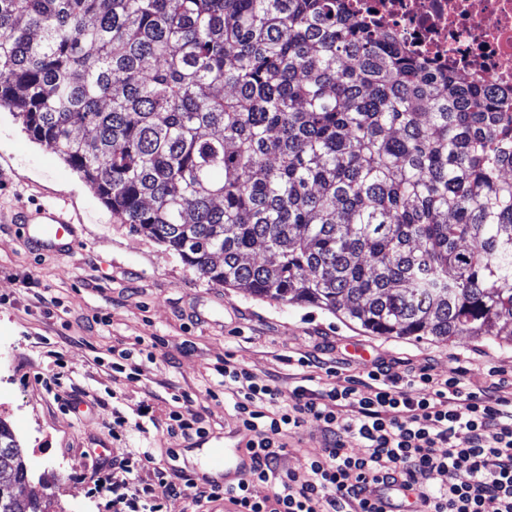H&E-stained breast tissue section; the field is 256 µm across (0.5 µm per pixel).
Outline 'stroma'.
Segmentation results:
<instances>
[{
  "mask_svg": "<svg viewBox=\"0 0 512 512\" xmlns=\"http://www.w3.org/2000/svg\"><path fill=\"white\" fill-rule=\"evenodd\" d=\"M65 203L76 247L33 250L15 222L19 210ZM0 344L14 353L0 364V419L24 450L28 479L17 495L41 493L40 512H101L80 478L101 441L112 448L113 483L127 477L121 461L150 451L157 463L193 472L217 448L245 447L242 428L217 372L225 356L255 382L278 376L282 390L299 385L298 359L319 353L311 369L322 386L359 375L378 360L427 366L434 378L463 376L479 392L512 371V341L460 336L447 342L375 336L312 306H291L199 278L165 246L114 217L81 174L32 140L11 112L0 111ZM131 352L137 374L113 372L115 351ZM76 382L86 408L74 412L58 386ZM132 425L113 439L112 413ZM199 417L203 437L166 432L170 411ZM149 413L147 431L135 420ZM281 472L301 471L322 446L318 426L285 436Z\"/></svg>",
  "mask_w": 512,
  "mask_h": 512,
  "instance_id": "obj_1",
  "label": "stroma"
}]
</instances>
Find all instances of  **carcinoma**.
Returning <instances> with one entry per match:
<instances>
[{
    "label": "carcinoma",
    "instance_id": "1",
    "mask_svg": "<svg viewBox=\"0 0 512 512\" xmlns=\"http://www.w3.org/2000/svg\"><path fill=\"white\" fill-rule=\"evenodd\" d=\"M2 108L202 279L512 340V112L343 0H0ZM2 472L28 475L0 420Z\"/></svg>",
    "mask_w": 512,
    "mask_h": 512
}]
</instances>
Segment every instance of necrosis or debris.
<instances>
[{
  "instance_id": "1",
  "label": "necrosis or debris",
  "mask_w": 512,
  "mask_h": 512,
  "mask_svg": "<svg viewBox=\"0 0 512 512\" xmlns=\"http://www.w3.org/2000/svg\"><path fill=\"white\" fill-rule=\"evenodd\" d=\"M378 35L512 105V0H349Z\"/></svg>"
}]
</instances>
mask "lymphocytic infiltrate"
<instances>
[{"label":"lymphocytic infiltrate","instance_id":"f902f5d3","mask_svg":"<svg viewBox=\"0 0 512 512\" xmlns=\"http://www.w3.org/2000/svg\"><path fill=\"white\" fill-rule=\"evenodd\" d=\"M254 466L233 493L236 512H404L406 493L417 490L422 512H512V398L500 385L474 393L462 378L439 382L426 367L396 359L374 363L333 387L257 384L233 362L222 371ZM316 424L319 451L301 472L279 473L284 436ZM112 482V462L91 472L92 492L107 512H164L169 500L196 489L185 474L168 472L151 452ZM436 473L433 490L419 475ZM272 493L254 497L255 483Z\"/></svg>","mask_w":512,"mask_h":512}]
</instances>
